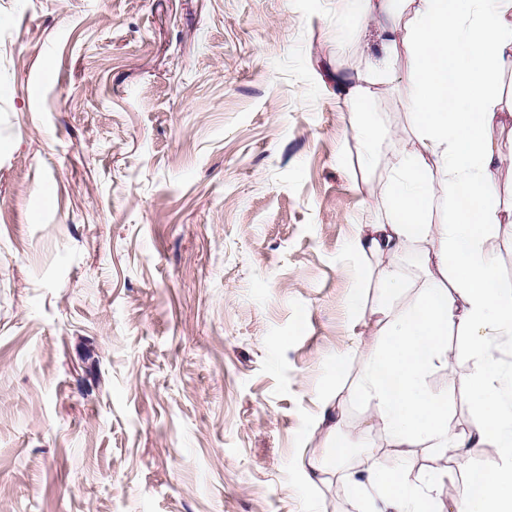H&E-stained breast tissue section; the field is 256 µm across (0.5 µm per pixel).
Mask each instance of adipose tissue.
Returning a JSON list of instances; mask_svg holds the SVG:
<instances>
[{
	"mask_svg": "<svg viewBox=\"0 0 512 512\" xmlns=\"http://www.w3.org/2000/svg\"><path fill=\"white\" fill-rule=\"evenodd\" d=\"M357 3L377 23L384 46L404 52L406 108L418 144L384 160L387 177L374 194L384 220L369 225L356 242L385 265L373 311L378 337L361 352L349 392L371 403L370 418L390 447L454 454L468 483L463 512H512V370L497 369L492 358L501 343L512 342V285L498 279L487 247L493 231L512 224V210L500 209L495 189L496 172L512 168V145L494 135L507 118L496 81L512 66V0H399L393 10L384 0ZM394 78L386 60L371 77L341 84L364 141L376 133L367 109L373 88ZM439 198L452 208L449 221L432 218ZM414 247L429 283L416 300L396 309L385 300L404 286L394 260ZM452 333L475 361L470 392L481 425L463 439L448 427L447 396L430 392L423 381L431 365L447 361ZM474 448L495 449L496 467H471ZM447 476V469H437L421 485L409 466L394 468L371 456L346 490L366 498L370 512H432Z\"/></svg>",
	"mask_w": 512,
	"mask_h": 512,
	"instance_id": "obj_1",
	"label": "adipose tissue"
}]
</instances>
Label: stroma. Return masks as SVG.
I'll use <instances>...</instances> for the list:
<instances>
[{"label":"stroma","instance_id":"stroma-1","mask_svg":"<svg viewBox=\"0 0 512 512\" xmlns=\"http://www.w3.org/2000/svg\"><path fill=\"white\" fill-rule=\"evenodd\" d=\"M384 56L351 0H0V512H366L308 471L395 455L347 385L405 61L369 144L337 81Z\"/></svg>","mask_w":512,"mask_h":512}]
</instances>
